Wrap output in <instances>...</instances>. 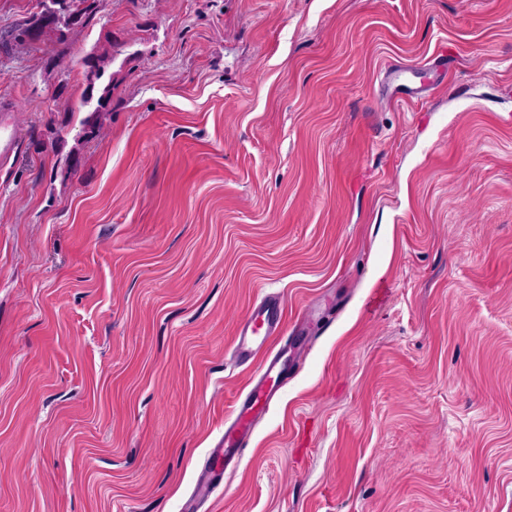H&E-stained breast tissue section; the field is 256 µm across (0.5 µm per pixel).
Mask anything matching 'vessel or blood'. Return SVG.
Instances as JSON below:
<instances>
[{
  "mask_svg": "<svg viewBox=\"0 0 512 512\" xmlns=\"http://www.w3.org/2000/svg\"><path fill=\"white\" fill-rule=\"evenodd\" d=\"M15 125L0 116V159H10L17 151ZM296 337L288 333L286 306L277 295H268L254 304L240 324L232 343V355L243 366L254 369L250 384L238 395L233 420L225 425L224 434L211 448L203 466L199 496H209L224 483V474L235 467L249 447L253 428L265 413L276 392L296 373L293 365L282 363Z\"/></svg>",
  "mask_w": 512,
  "mask_h": 512,
  "instance_id": "vessel-or-blood-1",
  "label": "vessel or blood"
}]
</instances>
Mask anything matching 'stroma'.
Wrapping results in <instances>:
<instances>
[{
	"label": "stroma",
	"instance_id": "1",
	"mask_svg": "<svg viewBox=\"0 0 512 512\" xmlns=\"http://www.w3.org/2000/svg\"><path fill=\"white\" fill-rule=\"evenodd\" d=\"M38 9L0 0V512H181L268 293L309 346L199 512H512V0H101L14 40ZM112 57L105 53L91 52L83 60L84 89L81 93V106L88 113L80 122V140H91L99 136L102 116L111 110L114 74L108 73ZM17 146L14 123L6 115L0 116V159H10L16 153Z\"/></svg>",
	"mask_w": 512,
	"mask_h": 512
}]
</instances>
